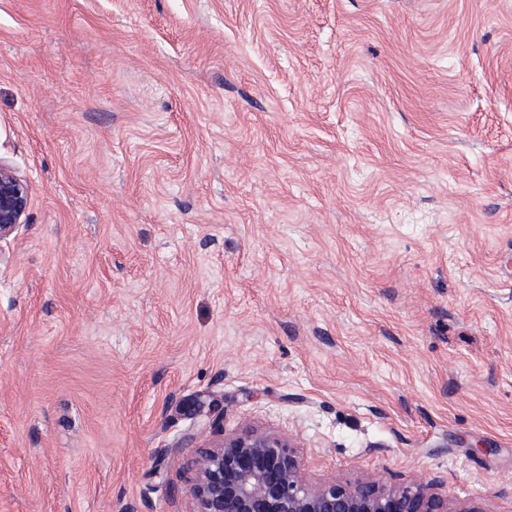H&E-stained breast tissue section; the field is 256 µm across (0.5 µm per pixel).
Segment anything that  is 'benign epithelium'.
<instances>
[{
	"label": "benign epithelium",
	"instance_id": "benign-epithelium-1",
	"mask_svg": "<svg viewBox=\"0 0 512 512\" xmlns=\"http://www.w3.org/2000/svg\"><path fill=\"white\" fill-rule=\"evenodd\" d=\"M28 207L26 184L0 164V236L24 223ZM292 447L293 440L250 425L205 441L186 465L194 512H485L454 504L422 478L390 486L373 475L313 483Z\"/></svg>",
	"mask_w": 512,
	"mask_h": 512
}]
</instances>
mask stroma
Here are the masks:
<instances>
[{
    "label": "stroma",
    "mask_w": 512,
    "mask_h": 512,
    "mask_svg": "<svg viewBox=\"0 0 512 512\" xmlns=\"http://www.w3.org/2000/svg\"><path fill=\"white\" fill-rule=\"evenodd\" d=\"M0 164V512L246 424L512 512V0H0ZM28 207L26 184L9 167L0 164V236L24 223Z\"/></svg>",
    "instance_id": "35a3bbf8"
}]
</instances>
